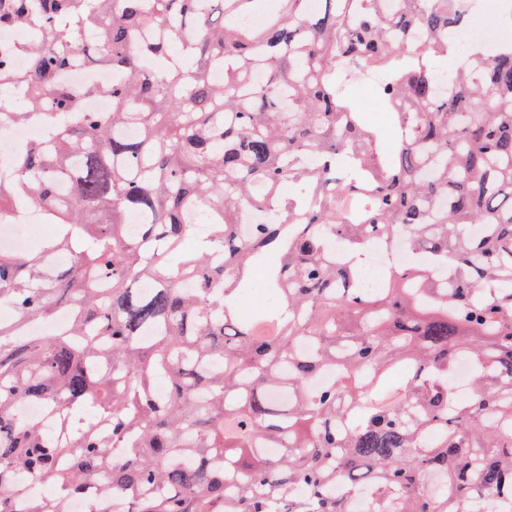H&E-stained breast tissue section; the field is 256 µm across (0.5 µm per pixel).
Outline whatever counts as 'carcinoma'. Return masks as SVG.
Instances as JSON below:
<instances>
[{
  "mask_svg": "<svg viewBox=\"0 0 512 512\" xmlns=\"http://www.w3.org/2000/svg\"><path fill=\"white\" fill-rule=\"evenodd\" d=\"M257 2L0 0V30L35 33L0 45V124L45 133L0 225L55 226L0 252V512H69L89 481L131 512H349L338 482L370 512H512V39L459 53L455 0H276L253 27ZM78 57L112 81L68 83ZM373 236L425 263L357 287ZM262 263L275 306L243 314ZM352 93L367 121L381 130L386 146L391 148L397 141V134L390 124L388 113L381 106L371 87L365 83H357Z\"/></svg>",
  "mask_w": 512,
  "mask_h": 512,
  "instance_id": "1",
  "label": "carcinoma"
}]
</instances>
